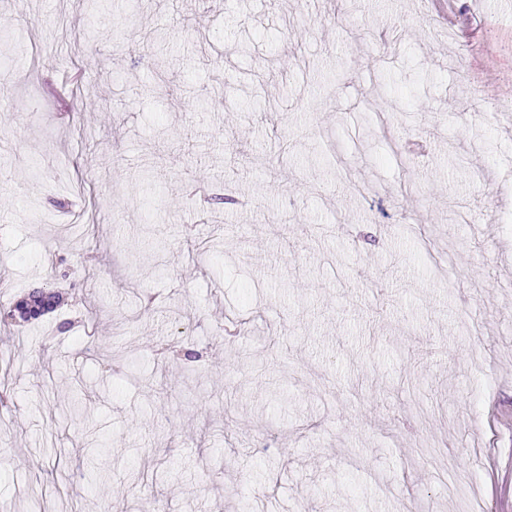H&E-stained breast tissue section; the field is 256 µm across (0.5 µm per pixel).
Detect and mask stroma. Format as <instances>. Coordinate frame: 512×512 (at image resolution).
I'll use <instances>...</instances> for the list:
<instances>
[{
    "mask_svg": "<svg viewBox=\"0 0 512 512\" xmlns=\"http://www.w3.org/2000/svg\"><path fill=\"white\" fill-rule=\"evenodd\" d=\"M448 6L0 0L1 504L512 512V0Z\"/></svg>",
    "mask_w": 512,
    "mask_h": 512,
    "instance_id": "35a3bbf8",
    "label": "stroma"
}]
</instances>
